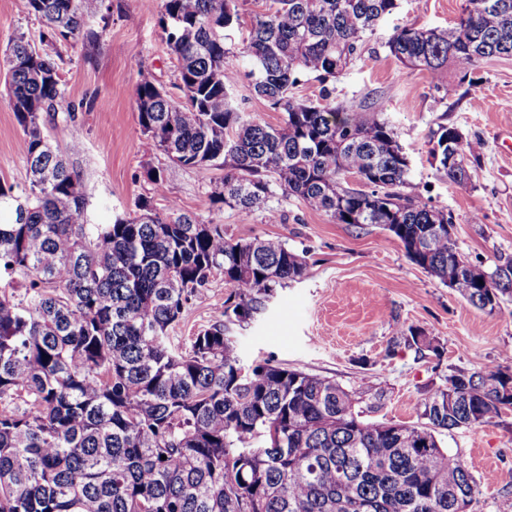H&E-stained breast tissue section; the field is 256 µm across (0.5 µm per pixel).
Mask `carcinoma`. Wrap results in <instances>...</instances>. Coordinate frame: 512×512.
<instances>
[{
    "label": "carcinoma",
    "instance_id": "1",
    "mask_svg": "<svg viewBox=\"0 0 512 512\" xmlns=\"http://www.w3.org/2000/svg\"><path fill=\"white\" fill-rule=\"evenodd\" d=\"M105 0H25L47 28L43 48L9 40L10 107L22 129L29 186L0 183V512H457L477 484L437 433L477 428L512 409V374L498 365L448 376L420 400L421 424L369 422L336 381L266 360L241 364L232 325L265 308L276 288L302 279L304 257L279 238L235 241L171 204L141 197L134 215L91 224L83 182L44 133L43 115L77 152L78 107L66 101L51 54L99 32ZM400 0H269L242 31L239 0H162L160 25L176 56L183 100L153 79L136 87L146 154L185 168L217 162L210 196L272 219L296 197L336 224H376L432 278L490 314L512 298V262L487 272L448 234V215L405 192L409 156L394 126L369 105L330 95L298 100L301 77L334 80L357 44ZM465 0L448 30L395 29L389 53L404 67L459 83L512 56V0ZM253 97L282 111L276 128L244 112L225 74L238 58ZM429 154L448 181L471 180L478 155L441 125ZM352 178L367 190L344 187ZM229 290L217 317L180 349L169 332L213 273ZM406 341L434 351L419 329ZM24 403L20 409L16 400ZM166 459H161V456Z\"/></svg>",
    "mask_w": 512,
    "mask_h": 512
}]
</instances>
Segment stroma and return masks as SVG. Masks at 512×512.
Instances as JSON below:
<instances>
[{
  "label": "stroma",
  "instance_id": "1",
  "mask_svg": "<svg viewBox=\"0 0 512 512\" xmlns=\"http://www.w3.org/2000/svg\"><path fill=\"white\" fill-rule=\"evenodd\" d=\"M106 2L108 21H91L98 42H70L56 61L67 101L79 106L75 125L82 142L76 152L64 137L56 146L82 177L90 223H111L147 197L157 212L177 204L223 225L225 236L235 240L280 238L309 263L304 279L277 289L248 326L232 328L243 365L271 360L334 379L354 392L364 420L410 424L419 420L418 402L426 391L447 386L450 374L492 364L512 368V301L502 312H483L410 261L401 243L380 227L332 223L295 198L281 201L273 222L262 211L246 215L213 205L210 195L224 178L222 168L189 169L160 153L144 155L136 84L147 74L180 97L177 60L159 25L161 0ZM463 3L401 0L399 10L359 42L343 76L327 83L302 77L293 95L315 102L327 90L339 101L373 103L411 158L409 180L421 200L448 213L459 250L490 271L512 260V57L484 61L473 84L443 100L437 81L454 80L456 67L435 79L401 66L386 46L395 27L407 23L448 29ZM42 30L24 0H0V50L16 34L39 43ZM442 125L483 143L469 163V183L449 182L429 154V140ZM149 165L165 171L162 193H154L143 176ZM0 182L18 192L29 184L22 130L1 78ZM226 296L223 276H214L204 300L171 330L172 344L188 347ZM411 327L432 338L435 351L409 346L402 332ZM438 438L477 482L472 512H512V411L482 427L441 431Z\"/></svg>",
  "mask_w": 512,
  "mask_h": 512
}]
</instances>
